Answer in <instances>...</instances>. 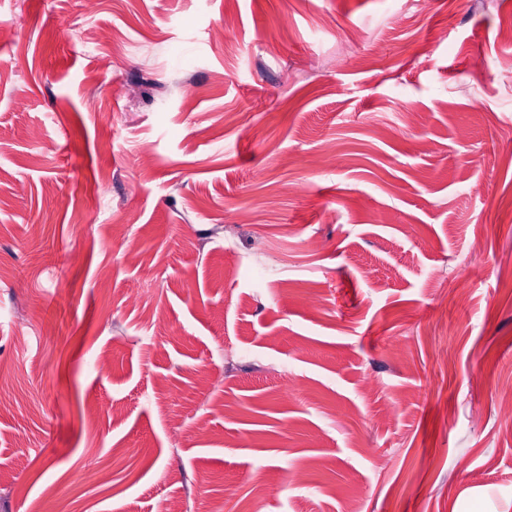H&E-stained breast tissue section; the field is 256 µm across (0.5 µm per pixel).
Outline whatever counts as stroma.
I'll return each instance as SVG.
<instances>
[{"instance_id": "stroma-1", "label": "stroma", "mask_w": 512, "mask_h": 512, "mask_svg": "<svg viewBox=\"0 0 512 512\" xmlns=\"http://www.w3.org/2000/svg\"><path fill=\"white\" fill-rule=\"evenodd\" d=\"M1 23L0 512H512V0Z\"/></svg>"}]
</instances>
